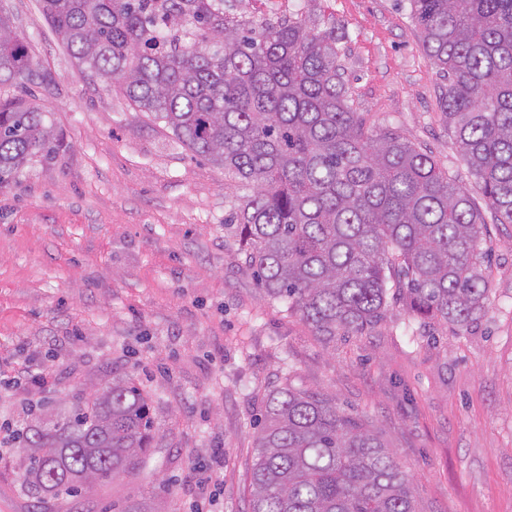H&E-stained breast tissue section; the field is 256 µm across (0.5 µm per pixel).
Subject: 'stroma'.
Returning a JSON list of instances; mask_svg holds the SVG:
<instances>
[{"mask_svg": "<svg viewBox=\"0 0 512 512\" xmlns=\"http://www.w3.org/2000/svg\"><path fill=\"white\" fill-rule=\"evenodd\" d=\"M367 128L396 130L475 187L445 121L447 81L400 0H318ZM33 58L28 101L60 139L0 191V512H36L12 432L115 377L156 428L150 466L57 512H247L267 396L317 392L362 420L406 472L417 512H512V224L487 222L491 291L454 333L394 297L359 336L327 340L263 295L224 226L243 202L118 87L89 80L38 0H0Z\"/></svg>", "mask_w": 512, "mask_h": 512, "instance_id": "obj_1", "label": "stroma"}]
</instances>
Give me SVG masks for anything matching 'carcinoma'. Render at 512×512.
Wrapping results in <instances>:
<instances>
[{"instance_id":"1","label":"carcinoma","mask_w":512,"mask_h":512,"mask_svg":"<svg viewBox=\"0 0 512 512\" xmlns=\"http://www.w3.org/2000/svg\"><path fill=\"white\" fill-rule=\"evenodd\" d=\"M422 49L448 80L443 114L498 224H512V0H406ZM81 72L115 82L246 192L224 219L264 295L319 336L386 315L392 276L408 310L473 322L490 282L470 191L392 129L366 128L343 79L336 25L307 9L276 18L229 0H39ZM28 46L0 16V189L58 147L19 90ZM155 429L130 377L18 436L21 482L51 499L149 464ZM248 512H416L377 436L330 399L267 396Z\"/></svg>"}]
</instances>
